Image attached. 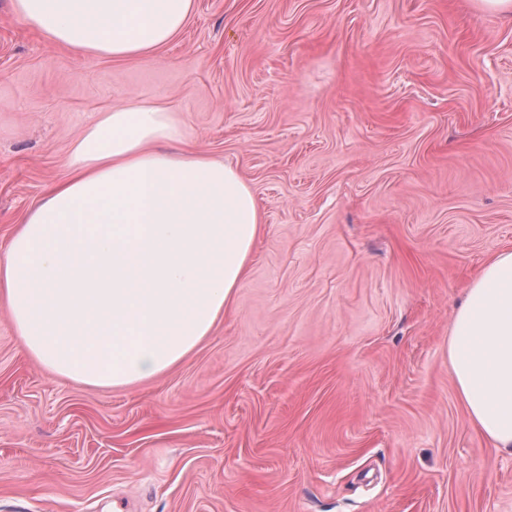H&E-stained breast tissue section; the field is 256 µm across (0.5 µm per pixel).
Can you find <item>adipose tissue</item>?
<instances>
[{"label": "adipose tissue", "instance_id": "1", "mask_svg": "<svg viewBox=\"0 0 512 512\" xmlns=\"http://www.w3.org/2000/svg\"><path fill=\"white\" fill-rule=\"evenodd\" d=\"M13 13L84 56L147 59L187 23L193 0H12ZM171 107L102 113L66 174L0 259V305L22 348L50 373L128 387L180 364L213 332L246 276L262 229L240 174L190 150ZM468 419L512 448V250L472 278L448 336Z\"/></svg>", "mask_w": 512, "mask_h": 512}]
</instances>
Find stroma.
Returning a JSON list of instances; mask_svg holds the SVG:
<instances>
[{"label":"stroma","mask_w":512,"mask_h":512,"mask_svg":"<svg viewBox=\"0 0 512 512\" xmlns=\"http://www.w3.org/2000/svg\"><path fill=\"white\" fill-rule=\"evenodd\" d=\"M174 108L264 215L232 307L130 388L45 371L0 308V512H512L453 313L512 248V23L471 0H194L154 59L0 0V251L102 112Z\"/></svg>","instance_id":"obj_1"}]
</instances>
